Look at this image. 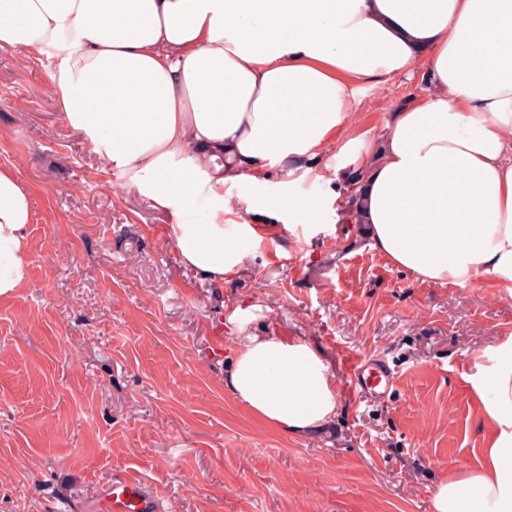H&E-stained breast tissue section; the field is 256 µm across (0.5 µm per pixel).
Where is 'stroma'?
<instances>
[{
  "instance_id": "stroma-1",
  "label": "stroma",
  "mask_w": 512,
  "mask_h": 512,
  "mask_svg": "<svg viewBox=\"0 0 512 512\" xmlns=\"http://www.w3.org/2000/svg\"><path fill=\"white\" fill-rule=\"evenodd\" d=\"M51 55L0 49V165L32 196L26 280L0 297V512H71L115 477L144 483L161 512H431L438 482L476 465L484 427L464 381L512 334V298L423 283L348 220L340 180H304L305 223L262 217L256 194L225 188L234 220L256 228L250 257L222 287L194 281L154 208L104 168L60 118ZM421 79L364 85L356 133L376 140L424 98ZM300 337L339 386L334 425L294 439L224 388L228 317ZM385 354L388 400H353L337 347Z\"/></svg>"
}]
</instances>
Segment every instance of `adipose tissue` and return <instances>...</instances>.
Segmentation results:
<instances>
[{
	"mask_svg": "<svg viewBox=\"0 0 512 512\" xmlns=\"http://www.w3.org/2000/svg\"><path fill=\"white\" fill-rule=\"evenodd\" d=\"M0 47L55 50L62 118L154 208L184 269L223 285L255 238L225 185L292 184L354 132L356 88L421 75L432 94L394 113L352 182L371 246L423 282L512 297V0H0ZM268 219L311 217L295 192L261 196ZM206 214L208 223L192 218ZM32 199L0 166V296L27 274ZM470 392L486 426L474 468L437 486L432 512H512V334L486 351ZM224 386L293 437L335 419L318 348L247 336Z\"/></svg>",
	"mask_w": 512,
	"mask_h": 512,
	"instance_id": "1",
	"label": "adipose tissue"
}]
</instances>
